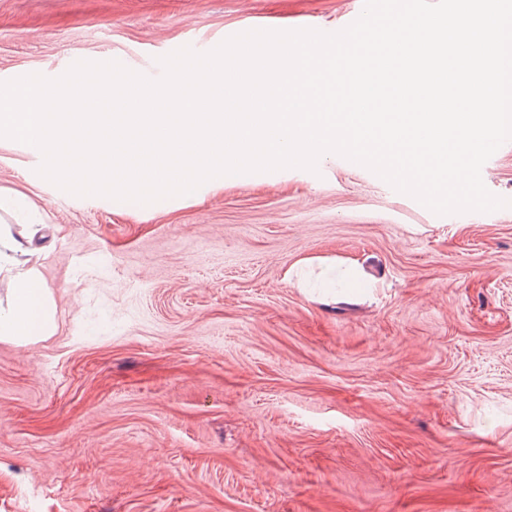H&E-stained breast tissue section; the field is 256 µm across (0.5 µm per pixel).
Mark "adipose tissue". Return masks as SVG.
Instances as JSON below:
<instances>
[{
	"instance_id": "adipose-tissue-1",
	"label": "adipose tissue",
	"mask_w": 512,
	"mask_h": 512,
	"mask_svg": "<svg viewBox=\"0 0 512 512\" xmlns=\"http://www.w3.org/2000/svg\"><path fill=\"white\" fill-rule=\"evenodd\" d=\"M20 250L10 228L1 225L0 274H8L10 288L6 302L0 304V341L31 345L54 334L56 306L38 270L19 265Z\"/></svg>"
}]
</instances>
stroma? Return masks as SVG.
Returning <instances> with one entry per match:
<instances>
[{"label": "stroma", "mask_w": 512, "mask_h": 512, "mask_svg": "<svg viewBox=\"0 0 512 512\" xmlns=\"http://www.w3.org/2000/svg\"><path fill=\"white\" fill-rule=\"evenodd\" d=\"M362 0H0V82L139 74ZM0 138L57 328L0 341V512H512V207L439 216L332 154L148 205ZM482 180L512 199V141ZM357 262L360 291L298 284Z\"/></svg>", "instance_id": "stroma-1"}]
</instances>
